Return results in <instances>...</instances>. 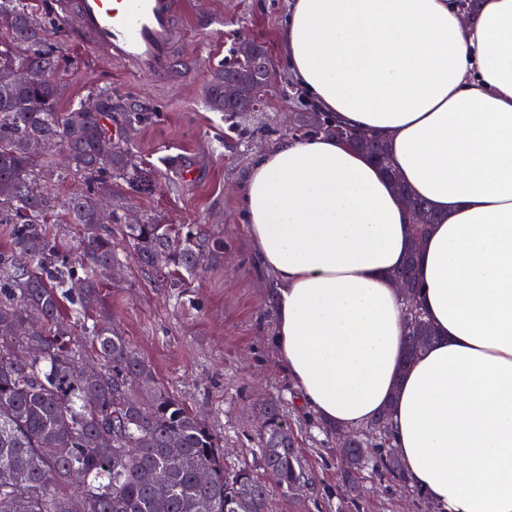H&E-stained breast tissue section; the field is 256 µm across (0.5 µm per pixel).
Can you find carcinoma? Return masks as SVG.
Listing matches in <instances>:
<instances>
[{
	"label": "carcinoma",
	"instance_id": "cac0c4a2",
	"mask_svg": "<svg viewBox=\"0 0 512 512\" xmlns=\"http://www.w3.org/2000/svg\"><path fill=\"white\" fill-rule=\"evenodd\" d=\"M0 18L10 30L0 41V224L9 237L0 250V512H156L160 501L166 512H272L270 484L286 492L309 481L280 406L265 405L256 433L262 472L226 473L217 435L157 381L100 307L102 278L119 262L112 229L98 222L100 194L110 199L111 223L121 225L130 255L170 287H185L205 257V239L193 226L174 231L155 220L125 223V201L154 192L157 174L137 163L125 143L106 153L100 143L112 131L114 113L126 124L141 113L112 103L108 89L95 94L104 112L80 105L58 111L61 55L45 21L24 0H0ZM19 65L44 78L15 82L12 67ZM241 70L214 75L207 92L212 110L247 109L224 100L225 84ZM33 140L62 148L73 164L62 169L52 153L32 154ZM353 148L391 165L383 143ZM67 175L81 179L80 193L62 199L29 190ZM61 223L82 229L74 245L49 229ZM20 257L29 266L18 265ZM389 277L411 288L403 300L406 346L422 352L436 330L417 302L415 261ZM92 363L95 377L86 375ZM130 375L141 384L127 386ZM390 429L386 409L351 430L349 450L336 451L347 497L357 496V475L365 469L407 487L402 464L389 451ZM159 469L169 474L164 483L155 480ZM204 469L209 479L202 482L197 474ZM73 470L84 474L83 483L59 495Z\"/></svg>",
	"mask_w": 512,
	"mask_h": 512
}]
</instances>
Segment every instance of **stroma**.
I'll list each match as a JSON object with an SVG mask.
<instances>
[{"label": "stroma", "mask_w": 512, "mask_h": 512, "mask_svg": "<svg viewBox=\"0 0 512 512\" xmlns=\"http://www.w3.org/2000/svg\"><path fill=\"white\" fill-rule=\"evenodd\" d=\"M175 53L182 67L165 81L130 75L108 52L80 35L74 21L50 28L63 58L59 111L78 106L101 89L146 106L140 122L121 131L135 158L153 167L156 192L130 197L139 220L178 228L197 226L221 242L200 275L172 288L123 258L102 290L104 306L156 378L218 435L224 465L258 469L253 450L256 413L274 399L292 410L293 431L313 486L274 490V512H421L415 498L391 481L363 472L359 503L340 490L342 468L335 441L311 427L297 391L274 350L270 281L253 262L240 194L253 157L287 139L312 105L287 73L280 30L291 0H183ZM262 42L274 81L258 111L216 112L206 101L214 73L232 64L241 41Z\"/></svg>", "instance_id": "obj_1"}]
</instances>
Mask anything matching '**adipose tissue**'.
<instances>
[{
    "instance_id": "ef3b65f1",
    "label": "adipose tissue",
    "mask_w": 512,
    "mask_h": 512,
    "mask_svg": "<svg viewBox=\"0 0 512 512\" xmlns=\"http://www.w3.org/2000/svg\"><path fill=\"white\" fill-rule=\"evenodd\" d=\"M280 41L313 106L382 137L439 221L417 261L437 337L409 361L391 181L323 134L258 153L242 204L277 358L326 423L390 407L405 476L442 512H512V0L467 22L455 0H292Z\"/></svg>"
}]
</instances>
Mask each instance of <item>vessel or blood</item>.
<instances>
[{"instance_id":"obj_1","label":"vessel or blood","mask_w":512,"mask_h":512,"mask_svg":"<svg viewBox=\"0 0 512 512\" xmlns=\"http://www.w3.org/2000/svg\"><path fill=\"white\" fill-rule=\"evenodd\" d=\"M81 33L131 72L165 76L179 67L174 42L182 0H72Z\"/></svg>"}]
</instances>
